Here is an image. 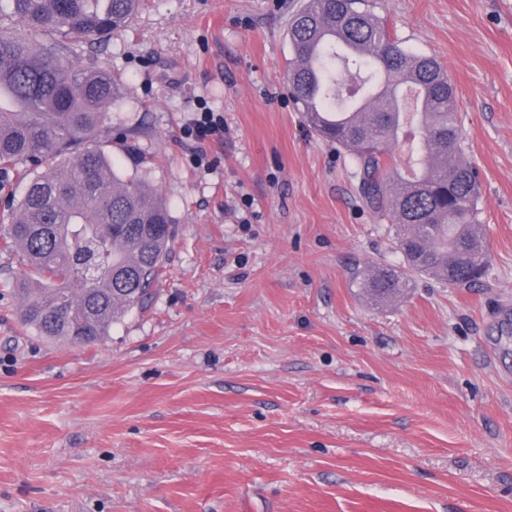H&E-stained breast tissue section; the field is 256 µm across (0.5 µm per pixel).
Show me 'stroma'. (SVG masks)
I'll use <instances>...</instances> for the list:
<instances>
[{"instance_id": "obj_1", "label": "stroma", "mask_w": 512, "mask_h": 512, "mask_svg": "<svg viewBox=\"0 0 512 512\" xmlns=\"http://www.w3.org/2000/svg\"><path fill=\"white\" fill-rule=\"evenodd\" d=\"M301 0H145L90 63L121 73L112 151L165 199L146 310L92 345L21 320L0 223V512H512V0H370L451 77L489 270L407 277L351 153L291 97ZM224 133L197 141L200 113ZM224 131V117L215 112H203L199 119L195 120L192 128L187 129L186 134L194 139L203 138ZM364 286L369 295L377 300L389 299L403 287L401 277L387 269L370 271L364 279Z\"/></svg>"}]
</instances>
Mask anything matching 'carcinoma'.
I'll use <instances>...</instances> for the list:
<instances>
[{
	"label": "carcinoma",
	"instance_id": "1",
	"mask_svg": "<svg viewBox=\"0 0 512 512\" xmlns=\"http://www.w3.org/2000/svg\"><path fill=\"white\" fill-rule=\"evenodd\" d=\"M140 0H0V170L29 179L7 216L25 262L23 318L37 335L84 344L145 309L172 238L166 202L112 158L107 109L120 80L77 68L79 43L124 30ZM53 46H44L39 38ZM287 80L304 121L353 153L367 207L397 225L410 275L451 286L486 272L479 183L459 136L454 85L432 56L405 49L368 0H305L288 19ZM46 164L35 175L30 165ZM392 297L401 277L364 279Z\"/></svg>",
	"mask_w": 512,
	"mask_h": 512
}]
</instances>
